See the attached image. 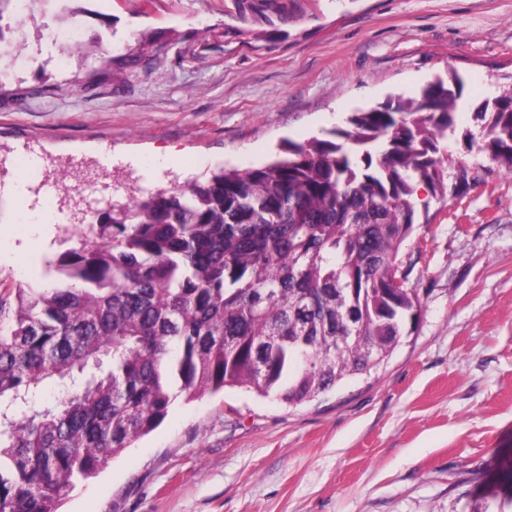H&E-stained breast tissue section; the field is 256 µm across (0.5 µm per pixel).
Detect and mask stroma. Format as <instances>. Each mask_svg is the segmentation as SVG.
Listing matches in <instances>:
<instances>
[{
	"instance_id": "35a3bbf8",
	"label": "stroma",
	"mask_w": 512,
	"mask_h": 512,
	"mask_svg": "<svg viewBox=\"0 0 512 512\" xmlns=\"http://www.w3.org/2000/svg\"><path fill=\"white\" fill-rule=\"evenodd\" d=\"M0 52V281L50 285L88 234L81 191L265 162L353 112L464 80L470 169L421 190L397 264L421 310L385 367L291 408L176 399L61 512H512V175L466 152L512 85V0H36ZM87 46L68 53L62 33ZM175 151L181 164L149 160ZM23 177H12L13 169ZM43 236L41 249L24 241Z\"/></svg>"
}]
</instances>
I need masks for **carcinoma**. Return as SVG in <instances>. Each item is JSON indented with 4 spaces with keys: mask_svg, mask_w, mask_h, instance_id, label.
Masks as SVG:
<instances>
[{
    "mask_svg": "<svg viewBox=\"0 0 512 512\" xmlns=\"http://www.w3.org/2000/svg\"><path fill=\"white\" fill-rule=\"evenodd\" d=\"M462 86L452 72L261 167L139 192L58 257L53 285L1 282L0 512H59L182 394L298 406L378 369L420 311L396 260L417 187L445 190ZM479 117L468 150L512 174V85Z\"/></svg>",
    "mask_w": 512,
    "mask_h": 512,
    "instance_id": "1",
    "label": "carcinoma"
}]
</instances>
